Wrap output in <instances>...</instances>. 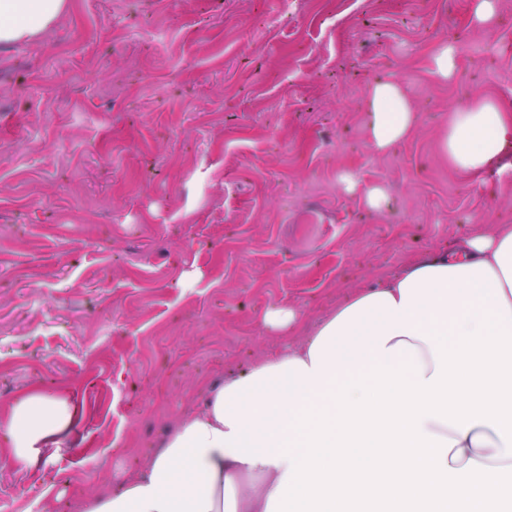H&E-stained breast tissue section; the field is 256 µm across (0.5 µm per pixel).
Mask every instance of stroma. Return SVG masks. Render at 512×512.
<instances>
[{
    "label": "stroma",
    "mask_w": 512,
    "mask_h": 512,
    "mask_svg": "<svg viewBox=\"0 0 512 512\" xmlns=\"http://www.w3.org/2000/svg\"><path fill=\"white\" fill-rule=\"evenodd\" d=\"M72 2L0 46V411L38 391L74 413L60 447L0 474L8 512H73L141 472L177 415L287 348L266 310L311 328L353 287L512 225V156L480 181L441 150L454 109L512 107V0L485 28L472 0ZM444 37L447 83L428 70ZM386 77L420 123L379 154L364 106ZM458 71V48L455 41L442 40L429 59V72L438 81L447 83ZM263 322L265 326L292 334L300 323V314L293 308H278L267 312L263 317Z\"/></svg>",
    "instance_id": "obj_1"
}]
</instances>
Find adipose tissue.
<instances>
[{"label": "adipose tissue", "instance_id": "adipose-tissue-1", "mask_svg": "<svg viewBox=\"0 0 512 512\" xmlns=\"http://www.w3.org/2000/svg\"><path fill=\"white\" fill-rule=\"evenodd\" d=\"M71 0H0V45H28ZM375 151L419 114L398 81L370 85ZM512 112L478 99L441 146L456 171L497 166ZM70 412L37 394L0 415V470L58 444ZM512 226L469 236L379 287L353 289L302 339L169 428L143 474L92 488L81 512H487L512 501Z\"/></svg>", "mask_w": 512, "mask_h": 512}]
</instances>
